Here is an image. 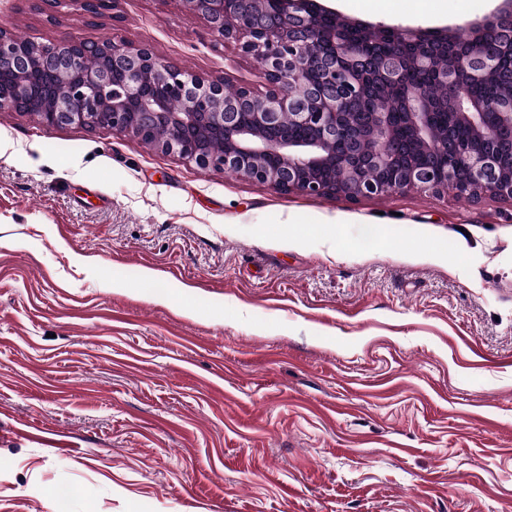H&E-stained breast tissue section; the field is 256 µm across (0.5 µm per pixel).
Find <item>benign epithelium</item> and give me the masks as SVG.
Instances as JSON below:
<instances>
[{
  "label": "benign epithelium",
  "mask_w": 512,
  "mask_h": 512,
  "mask_svg": "<svg viewBox=\"0 0 512 512\" xmlns=\"http://www.w3.org/2000/svg\"><path fill=\"white\" fill-rule=\"evenodd\" d=\"M93 18L118 7V0H72ZM221 45L234 43L261 66L269 89L248 86L228 92L224 81L183 72L161 60L147 45L123 40L85 42L64 39L47 50L19 41L0 29V54L15 66V77L0 88V106L41 112L48 126L95 127L92 115H107L112 132L136 138L164 153H175L203 171H232L289 193L346 201L406 193L453 192L477 201L484 196L512 200V90L489 104L467 94L453 70L490 72L483 43L497 38L499 24L512 22V0L480 20L434 31L440 44L468 31L469 51L443 72L452 112L448 120L467 127L485 149L460 163L448 157V141L436 135L434 100L411 93L401 111L371 105L360 88L358 52L345 38L349 31L368 39L375 26L352 20L318 0H182ZM323 16L334 21L326 29ZM398 44L424 42V31L400 26ZM97 63L88 66L86 59ZM381 71L405 83L406 68ZM49 69L62 90L38 103L31 81ZM170 130L155 139V126ZM310 127L296 138L284 125ZM218 138L213 149L208 141Z\"/></svg>",
  "instance_id": "benign-epithelium-1"
}]
</instances>
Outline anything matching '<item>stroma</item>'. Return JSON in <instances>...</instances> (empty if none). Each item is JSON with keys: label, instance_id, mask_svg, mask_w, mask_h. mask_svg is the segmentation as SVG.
<instances>
[{"label": "stroma", "instance_id": "35a3bbf8", "mask_svg": "<svg viewBox=\"0 0 512 512\" xmlns=\"http://www.w3.org/2000/svg\"><path fill=\"white\" fill-rule=\"evenodd\" d=\"M0 29L266 84L178 0H0ZM0 512H512V203L283 194L0 112Z\"/></svg>", "mask_w": 512, "mask_h": 512}]
</instances>
